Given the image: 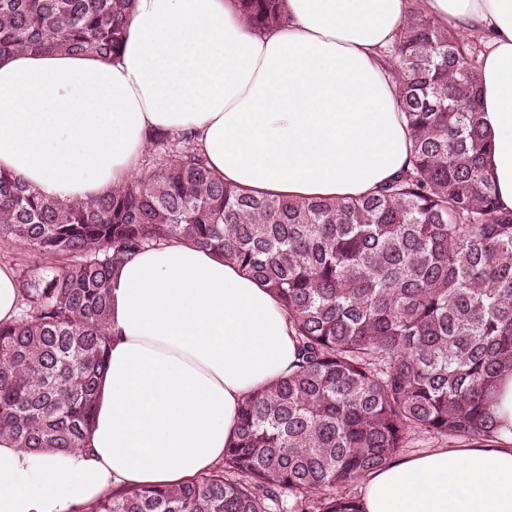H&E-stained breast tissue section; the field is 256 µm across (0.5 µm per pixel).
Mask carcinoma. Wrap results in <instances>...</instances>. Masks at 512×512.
<instances>
[{"label": "carcinoma", "instance_id": "obj_1", "mask_svg": "<svg viewBox=\"0 0 512 512\" xmlns=\"http://www.w3.org/2000/svg\"><path fill=\"white\" fill-rule=\"evenodd\" d=\"M409 2L383 56L411 162L371 193L289 198L229 185L184 133L150 136L160 148L151 174L88 201L46 198L0 171V243L61 263L21 269L20 317L0 324V435L19 448L86 444L108 365L110 277L146 247L224 255L277 297L298 343L296 368L245 399L218 468L85 512H360L343 490L410 434L492 431L487 395L512 365V211L483 165L485 46ZM237 3L256 32L286 23L281 0ZM130 9L0 0V57L114 56Z\"/></svg>", "mask_w": 512, "mask_h": 512}]
</instances>
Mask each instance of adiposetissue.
<instances>
[{
	"instance_id": "ef3b65f1",
	"label": "adipose tissue",
	"mask_w": 512,
	"mask_h": 512,
	"mask_svg": "<svg viewBox=\"0 0 512 512\" xmlns=\"http://www.w3.org/2000/svg\"><path fill=\"white\" fill-rule=\"evenodd\" d=\"M439 25L488 35V173L512 210V0H420ZM250 30L235 0H132L122 52L0 57V169L87 201L134 179L150 135L190 133L224 181L284 197L366 194L408 167L409 130L380 52L406 0H282ZM111 347L87 449L24 451L0 435V512H83L130 487L210 471L246 397L298 346L278 299L221 254L181 243L112 273ZM486 437L389 459L363 512H512V368Z\"/></svg>"
}]
</instances>
